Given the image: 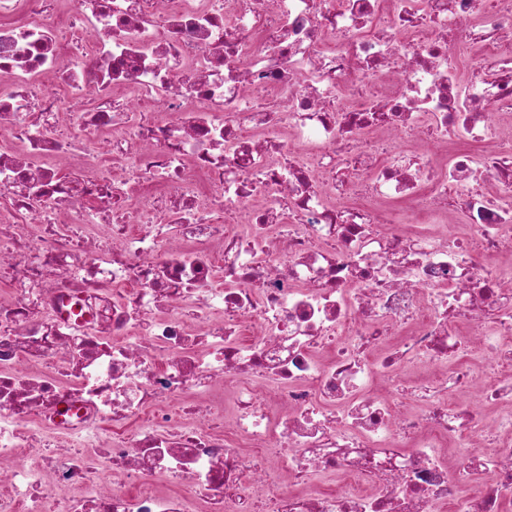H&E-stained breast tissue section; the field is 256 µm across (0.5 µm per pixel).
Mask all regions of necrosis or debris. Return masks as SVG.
Returning a JSON list of instances; mask_svg holds the SVG:
<instances>
[{"mask_svg": "<svg viewBox=\"0 0 512 512\" xmlns=\"http://www.w3.org/2000/svg\"><path fill=\"white\" fill-rule=\"evenodd\" d=\"M0 461V512H512V0H0Z\"/></svg>", "mask_w": 512, "mask_h": 512, "instance_id": "1", "label": "necrosis or debris"}]
</instances>
